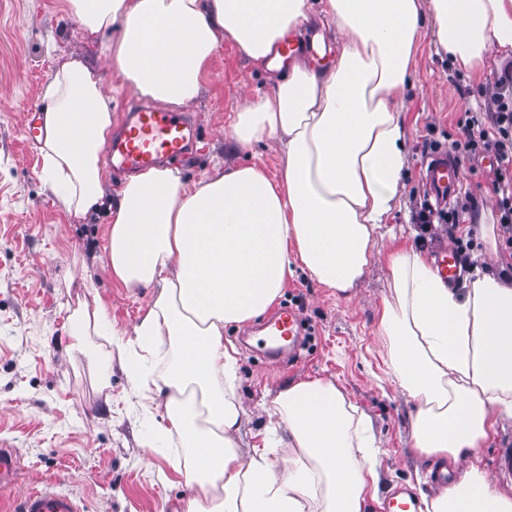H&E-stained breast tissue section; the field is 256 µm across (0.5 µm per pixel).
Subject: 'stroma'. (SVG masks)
<instances>
[{"instance_id":"1","label":"stroma","mask_w":512,"mask_h":512,"mask_svg":"<svg viewBox=\"0 0 512 512\" xmlns=\"http://www.w3.org/2000/svg\"><path fill=\"white\" fill-rule=\"evenodd\" d=\"M102 68L105 85L116 76L104 70L100 43L87 42L59 0H0V442L14 448L20 469L0 490V512H13L27 493L54 482L74 496L82 512H183L191 490L168 463L170 448H148L147 437L164 415V398L153 412H140V394L120 368L110 385L98 387L93 352L69 347L72 314L83 303L101 302L111 329L132 331L149 303V288L129 290L105 269L110 217L106 211L74 220L55 203L41 178L38 145L25 137L28 112L43 108L42 91L72 55ZM512 56L490 55L481 78L454 69L438 52L430 26H423L412 64V86L403 119L408 130L404 191L387 221L390 235L351 298H343L304 273H296L279 301L298 310L305 344L292 359L269 356L261 343L264 318L224 330V343L239 359L238 399L246 425L244 450L263 444L271 394L289 381L321 377L335 382L372 419L380 447L381 482L364 512H378L400 486L435 494L430 465L411 452L413 403L384 373L385 348L375 334L379 309L390 295L385 253L394 248L433 254L460 236L470 242L475 268L512 279V252L487 244L481 220L497 223L496 197L480 157L463 162L464 194L474 203L459 226L422 232L410 211L424 196L423 162L451 141L463 140L465 112L483 111L490 91ZM273 79L240 55L232 40L208 67L203 88L190 108L200 123L203 147L178 164L187 182L198 181L215 164H254L269 178L280 159L268 145L243 152L224 142L230 118L246 98L270 92ZM512 451V422L497 427L480 449L478 465L494 483L512 482L496 466Z\"/></svg>"}]
</instances>
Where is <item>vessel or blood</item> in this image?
<instances>
[{"instance_id": "vessel-or-blood-1", "label": "vessel or blood", "mask_w": 512, "mask_h": 512, "mask_svg": "<svg viewBox=\"0 0 512 512\" xmlns=\"http://www.w3.org/2000/svg\"><path fill=\"white\" fill-rule=\"evenodd\" d=\"M197 138V127L186 118L136 102L129 106L122 128L107 145L106 156L114 172L136 171L185 157ZM426 186L428 198L436 206L451 205L463 186L459 164L446 154L434 155L427 165ZM436 266L448 285H456L462 274V263L454 249H441ZM301 327L302 322L292 309L279 313L266 324L268 335L285 336L293 343L297 342ZM418 509L416 497L404 491L394 493L383 504V512H418ZM19 512H81V508L72 496L47 483L23 498Z\"/></svg>"}]
</instances>
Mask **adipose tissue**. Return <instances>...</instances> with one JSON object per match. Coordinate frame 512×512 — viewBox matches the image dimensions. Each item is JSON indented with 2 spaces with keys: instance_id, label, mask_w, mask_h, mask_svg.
I'll return each mask as SVG.
<instances>
[{
  "instance_id": "ef3b65f1",
  "label": "adipose tissue",
  "mask_w": 512,
  "mask_h": 512,
  "mask_svg": "<svg viewBox=\"0 0 512 512\" xmlns=\"http://www.w3.org/2000/svg\"><path fill=\"white\" fill-rule=\"evenodd\" d=\"M88 40L106 47L118 89L172 109L189 107L224 39L253 66L283 71L246 101L224 139L243 150L274 144L280 175L254 165L214 167L186 183L151 167L107 196L100 154L112 98L99 72L66 60L47 83L42 177L60 209L111 214L107 269L155 294L124 339L101 303L74 316L70 347L119 363L132 386L165 396L149 447L194 491L184 512H363L378 488L370 417L334 382L299 380L270 402L265 446L244 452L239 362L224 330L249 323L295 272L351 297L376 255L403 187L407 129L399 109L424 19L453 64L475 76L490 50L512 53V0H62ZM332 27L336 58L322 65L276 48L312 25ZM391 293L375 334L389 380L414 404L422 459L459 469L425 512H512V487L472 464L499 421L512 419V283L476 272L451 288L423 253L391 251Z\"/></svg>"
}]
</instances>
